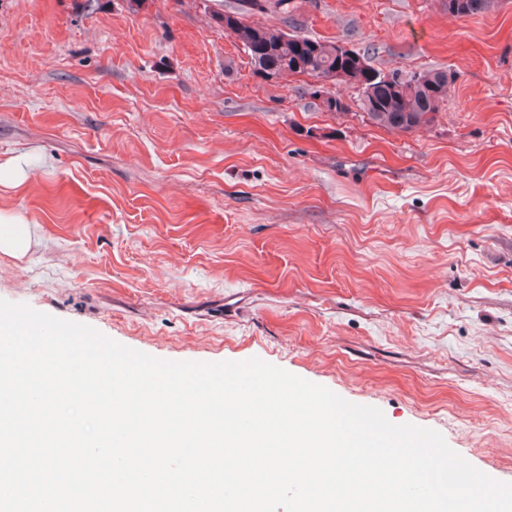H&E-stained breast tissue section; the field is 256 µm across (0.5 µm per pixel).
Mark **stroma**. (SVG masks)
Masks as SVG:
<instances>
[{"label": "stroma", "instance_id": "stroma-1", "mask_svg": "<svg viewBox=\"0 0 512 512\" xmlns=\"http://www.w3.org/2000/svg\"><path fill=\"white\" fill-rule=\"evenodd\" d=\"M227 0H0V299L162 360L259 358L512 483V0H291L457 80L402 134L255 74ZM26 226V224H16L13 230L0 236V253L20 257L28 251L31 239Z\"/></svg>", "mask_w": 512, "mask_h": 512}]
</instances>
